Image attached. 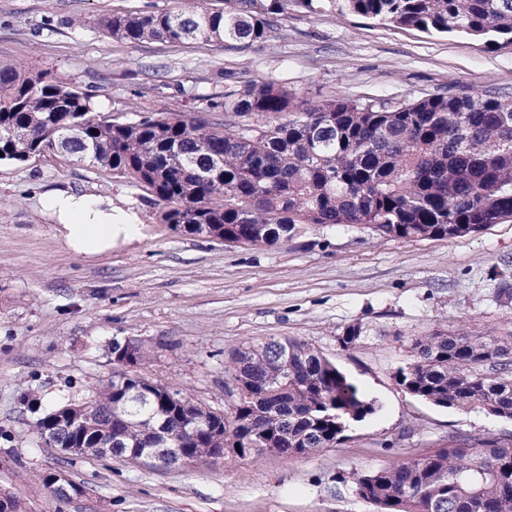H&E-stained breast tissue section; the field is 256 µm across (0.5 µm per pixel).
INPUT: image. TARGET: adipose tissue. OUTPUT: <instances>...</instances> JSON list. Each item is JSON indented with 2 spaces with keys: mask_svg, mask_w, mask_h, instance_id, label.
Here are the masks:
<instances>
[{
  "mask_svg": "<svg viewBox=\"0 0 512 512\" xmlns=\"http://www.w3.org/2000/svg\"><path fill=\"white\" fill-rule=\"evenodd\" d=\"M44 205L59 224L64 245L79 255L111 252L117 240L133 239L140 231L134 215H125L123 223H113L111 202L87 194L53 193L45 197Z\"/></svg>",
  "mask_w": 512,
  "mask_h": 512,
  "instance_id": "adipose-tissue-1",
  "label": "adipose tissue"
}]
</instances>
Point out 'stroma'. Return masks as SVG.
Instances as JSON below:
<instances>
[{
	"label": "stroma",
	"instance_id": "35a3bbf8",
	"mask_svg": "<svg viewBox=\"0 0 512 512\" xmlns=\"http://www.w3.org/2000/svg\"><path fill=\"white\" fill-rule=\"evenodd\" d=\"M180 0H0V63L47 72L92 94L97 111L198 112L254 80L310 100L410 101L445 90L512 98V42L397 28L339 15L334 0L272 14L259 43L138 45L103 28L112 16L153 13ZM86 193L133 212L141 235L110 253L69 251L42 194ZM143 188L66 153L0 162V490L29 512H376L347 482L428 455L452 437L511 438L512 420L439 408L407 394L396 373L414 337L444 327L495 335L512 329V220L453 239H395L346 224L302 226L279 244L229 245L160 223ZM374 335L346 349L354 324ZM269 337L312 343L377 410L350 422L342 444L304 456L269 454L134 465L71 456L34 430L45 401L83 397L113 372V341L152 357L139 375L223 411L230 350ZM62 471L79 495L58 502L41 477Z\"/></svg>",
	"mask_w": 512,
	"mask_h": 512
}]
</instances>
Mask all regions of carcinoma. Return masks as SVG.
<instances>
[{"label":"carcinoma","instance_id":"cac0c4a2","mask_svg":"<svg viewBox=\"0 0 512 512\" xmlns=\"http://www.w3.org/2000/svg\"><path fill=\"white\" fill-rule=\"evenodd\" d=\"M214 9L188 0L174 11L114 15L108 33L138 45L191 40L244 47L265 39L272 9L263 0H225ZM336 11L421 31L505 37L512 0H336ZM216 123L169 112L120 121L95 111L91 96L47 73L0 66V157L25 163L58 150L77 154L149 190L157 218L183 234L275 246L301 224L362 225L381 237L456 238L512 219V100L490 90L412 101H309L287 86L254 81L224 92ZM271 340L235 348L225 374L234 399L219 416L149 379L112 378L79 400L46 407L37 432L131 463L143 449H179L201 461L224 446L245 457L307 456L344 440L348 420L374 413L350 378L312 344ZM398 384L441 408L481 409L512 419V333L437 330L412 339ZM197 419L213 433H193ZM461 442L370 472L355 491L378 512H512V441ZM241 452H236V449Z\"/></svg>","mask_w":512,"mask_h":512}]
</instances>
